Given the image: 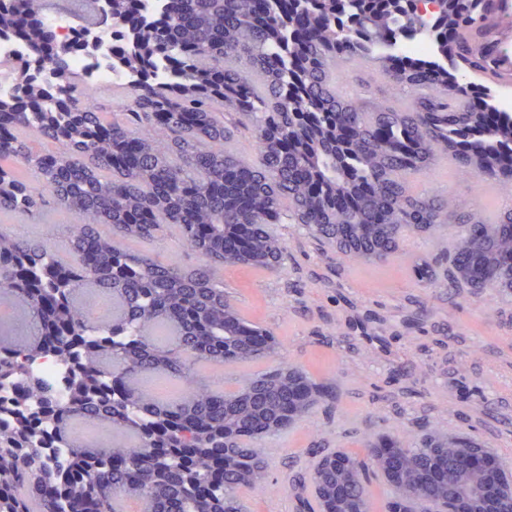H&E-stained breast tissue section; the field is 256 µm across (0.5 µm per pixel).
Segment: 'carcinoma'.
I'll return each mask as SVG.
<instances>
[{
    "mask_svg": "<svg viewBox=\"0 0 512 512\" xmlns=\"http://www.w3.org/2000/svg\"><path fill=\"white\" fill-rule=\"evenodd\" d=\"M45 0H0V27L13 28L35 57L12 66L19 95L0 99V215L27 216L42 197L33 175L80 223L67 225L73 262L41 240L0 232V298L37 323L20 337L0 332V381L50 352L69 366V403L36 380L31 413L0 402L14 423L0 427V512H117L120 498L143 512H245L241 490L267 476L257 441L305 417L330 394L282 362L231 392L216 391L197 365L274 356L279 342L248 323L224 292L230 265L271 269L284 246L271 224H300L349 264L376 265L409 236L444 240L458 227L448 268L418 271L423 288H471L480 277L512 291V209L490 221L482 206L451 195H419L410 177L451 153L465 170L512 182V112L486 111L492 96L460 77L511 81L485 41L496 0H440L437 60L399 55L394 42L424 23L418 0H169L165 18L120 50L135 73L130 104L104 112L86 105L53 38L37 19ZM137 0H108V15L134 21ZM339 56L379 64L395 106L363 89L346 99L331 83ZM169 62L167 81L152 79ZM65 98L49 96L35 65ZM243 128L259 165L231 146ZM177 234L202 258L195 269L115 245L112 235L153 241ZM112 295V320L91 323L80 295ZM168 374L184 388L165 403L139 387ZM85 416L131 435L119 447H83L71 423ZM70 448L67 470L51 466L54 444ZM364 456L312 449L294 475L309 492L303 512H373L369 474L392 487L385 512H495L506 478L489 481L456 456L485 446L443 422L418 438L369 435ZM224 460L222 476L212 457Z\"/></svg>",
    "mask_w": 512,
    "mask_h": 512,
    "instance_id": "1",
    "label": "carcinoma"
}]
</instances>
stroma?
<instances>
[{"instance_id": "35a3bbf8", "label": "stroma", "mask_w": 512, "mask_h": 512, "mask_svg": "<svg viewBox=\"0 0 512 512\" xmlns=\"http://www.w3.org/2000/svg\"><path fill=\"white\" fill-rule=\"evenodd\" d=\"M411 184L418 193H452L464 206L483 194L477 177L448 155ZM76 221L50 202L20 222L5 219L0 230L47 240L56 259L67 262L64 227ZM275 231L287 251L281 268L226 267L219 277L241 315L273 332L280 357L326 382L335 398L266 440L269 479L242 494L250 512L276 505L297 512L287 478L305 467L308 449L357 452L368 432L414 435L442 419L512 452V293L419 287V259L439 274L447 266L428 239H410L386 262L359 267L304 227L279 224ZM116 244L186 267L200 263L173 234L155 242L120 237Z\"/></svg>"}]
</instances>
